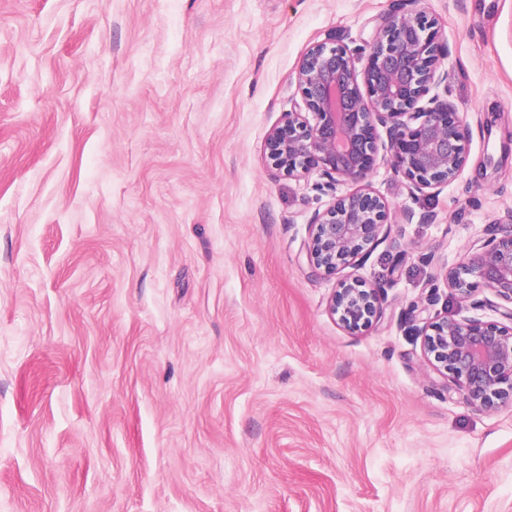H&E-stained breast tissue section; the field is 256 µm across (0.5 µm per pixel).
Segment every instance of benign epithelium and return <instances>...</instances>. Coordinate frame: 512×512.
Returning <instances> with one entry per match:
<instances>
[{"instance_id":"obj_1","label":"benign epithelium","mask_w":512,"mask_h":512,"mask_svg":"<svg viewBox=\"0 0 512 512\" xmlns=\"http://www.w3.org/2000/svg\"><path fill=\"white\" fill-rule=\"evenodd\" d=\"M409 16L388 14L355 54L334 41L310 48L298 72L300 100L265 144L272 166L290 177L317 172L316 189L331 195L327 208L308 224L307 263L326 274L362 264L387 233L389 204L365 184L378 164V127L388 128L394 169L411 191H439L456 180L465 164L468 127L445 103L425 108L421 99L435 83L441 53L433 23L422 5ZM348 183L361 188L341 190ZM462 302L482 291L501 320L448 319L436 313L420 319L424 354L446 381L479 412L512 398V226L501 235L476 240L462 259L439 273ZM332 314L357 332L384 316L382 286L357 278L339 281Z\"/></svg>"}]
</instances>
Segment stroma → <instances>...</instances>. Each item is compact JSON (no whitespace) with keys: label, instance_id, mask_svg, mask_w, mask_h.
<instances>
[{"label":"stroma","instance_id":"35a3bbf8","mask_svg":"<svg viewBox=\"0 0 512 512\" xmlns=\"http://www.w3.org/2000/svg\"><path fill=\"white\" fill-rule=\"evenodd\" d=\"M460 178L313 271L330 198L265 155L329 38L409 0H0V512H512V403L478 412L415 320H498L438 280L512 222V0H427ZM383 286L347 331L337 283Z\"/></svg>","mask_w":512,"mask_h":512}]
</instances>
